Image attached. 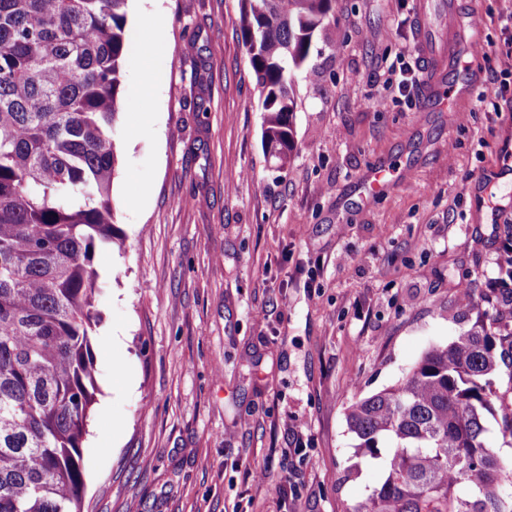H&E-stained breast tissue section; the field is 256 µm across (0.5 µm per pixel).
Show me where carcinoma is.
<instances>
[{
	"instance_id": "cac0c4a2",
	"label": "carcinoma",
	"mask_w": 512,
	"mask_h": 512,
	"mask_svg": "<svg viewBox=\"0 0 512 512\" xmlns=\"http://www.w3.org/2000/svg\"><path fill=\"white\" fill-rule=\"evenodd\" d=\"M241 32L280 166L294 81L332 0H241ZM128 0H0V512H83L82 447L96 404V252L119 241L112 184ZM512 323L481 319L395 385L355 400L357 451L382 482L350 512H512Z\"/></svg>"
}]
</instances>
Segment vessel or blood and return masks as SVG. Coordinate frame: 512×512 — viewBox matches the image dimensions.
<instances>
[{
  "instance_id": "vessel-or-blood-1",
  "label": "vessel or blood",
  "mask_w": 512,
  "mask_h": 512,
  "mask_svg": "<svg viewBox=\"0 0 512 512\" xmlns=\"http://www.w3.org/2000/svg\"><path fill=\"white\" fill-rule=\"evenodd\" d=\"M416 46L422 64L423 112H451L456 100L471 99L478 83L472 77L478 60L476 43L483 30V17L472 12L459 19L456 6L448 8V26L440 36H432L426 17L418 19Z\"/></svg>"
}]
</instances>
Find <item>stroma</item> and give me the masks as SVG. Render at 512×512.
Here are the masks:
<instances>
[{"label": "stroma", "mask_w": 512, "mask_h": 512, "mask_svg": "<svg viewBox=\"0 0 512 512\" xmlns=\"http://www.w3.org/2000/svg\"><path fill=\"white\" fill-rule=\"evenodd\" d=\"M455 2L484 16L489 102L419 111L385 82L416 53L414 0H333L280 168L241 0H129L84 512H349L378 485L348 406L508 294L488 283L512 239V0ZM147 18L181 53L138 48Z\"/></svg>", "instance_id": "1"}]
</instances>
